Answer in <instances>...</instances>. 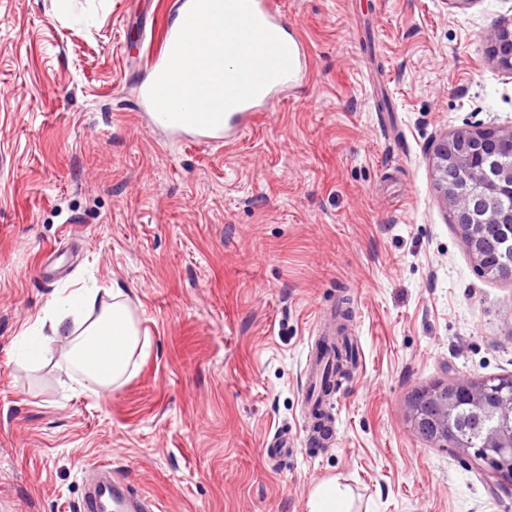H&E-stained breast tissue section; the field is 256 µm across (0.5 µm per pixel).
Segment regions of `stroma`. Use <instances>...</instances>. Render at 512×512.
<instances>
[{"label":"stroma","mask_w":512,"mask_h":512,"mask_svg":"<svg viewBox=\"0 0 512 512\" xmlns=\"http://www.w3.org/2000/svg\"><path fill=\"white\" fill-rule=\"evenodd\" d=\"M301 86L230 144L181 143L139 106L174 0H0V512H80L109 465L161 512H512L480 461L415 434L405 406L512 375V281L481 278L429 157L512 127L483 35L512 0H276ZM123 289L148 355L121 387L70 391L61 349L21 332L86 278ZM351 310L356 369L308 442L320 311ZM292 453L265 454L279 431ZM309 512H347L336 482H327L315 489L309 501Z\"/></svg>","instance_id":"stroma-1"}]
</instances>
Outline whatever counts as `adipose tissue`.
Returning <instances> with one entry per match:
<instances>
[{
  "label": "adipose tissue",
  "instance_id": "1",
  "mask_svg": "<svg viewBox=\"0 0 512 512\" xmlns=\"http://www.w3.org/2000/svg\"><path fill=\"white\" fill-rule=\"evenodd\" d=\"M57 343L64 348L76 384L95 394L120 384L134 355L145 354L148 347L122 290L113 289L105 299L93 285L58 296L22 334L30 358H45Z\"/></svg>",
  "mask_w": 512,
  "mask_h": 512
}]
</instances>
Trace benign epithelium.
I'll list each match as a JSON object with an SVG mask.
<instances>
[{
  "label": "benign epithelium",
  "instance_id": "benign-epithelium-1",
  "mask_svg": "<svg viewBox=\"0 0 512 512\" xmlns=\"http://www.w3.org/2000/svg\"><path fill=\"white\" fill-rule=\"evenodd\" d=\"M485 41L488 57L512 75V23L493 24ZM505 153L512 154V127L479 125L440 138L430 161L436 190L474 262L494 278L512 281V161L502 159ZM486 232L497 236L508 261L486 264L476 245ZM463 404L492 420L483 448L457 442ZM406 415L413 431L427 441L484 461L488 468L483 474L492 486L512 481V375L436 383L407 402Z\"/></svg>",
  "mask_w": 512,
  "mask_h": 512
}]
</instances>
